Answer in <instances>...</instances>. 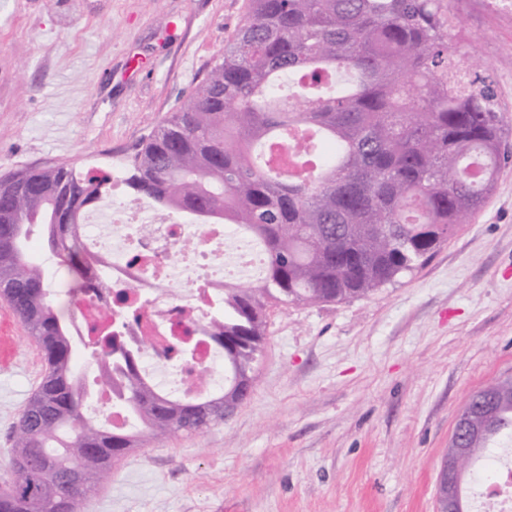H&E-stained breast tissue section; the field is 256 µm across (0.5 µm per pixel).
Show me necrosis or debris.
<instances>
[{
    "label": "necrosis or debris",
    "mask_w": 512,
    "mask_h": 512,
    "mask_svg": "<svg viewBox=\"0 0 512 512\" xmlns=\"http://www.w3.org/2000/svg\"><path fill=\"white\" fill-rule=\"evenodd\" d=\"M105 219L88 218L81 236L95 263V279L107 274L101 290L79 288L69 296V324L79 339L97 340L117 330L125 344L144 345L138 370L164 394L195 397L204 392L203 378L222 380L224 351L209 339L206 321L228 279L252 281L261 266L259 249L246 237L225 249V227L192 224L160 214L146 202L126 196L113 180ZM197 243L201 266L187 263L181 246ZM101 371L92 368L91 407L107 416L113 427H128L132 416L117 403L111 387L100 385ZM497 479L488 485L483 512H512V451L496 458Z\"/></svg>",
    "instance_id": "1"
}]
</instances>
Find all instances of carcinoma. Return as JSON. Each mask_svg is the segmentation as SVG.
I'll return each mask as SVG.
<instances>
[{
  "label": "carcinoma",
  "mask_w": 512,
  "mask_h": 512,
  "mask_svg": "<svg viewBox=\"0 0 512 512\" xmlns=\"http://www.w3.org/2000/svg\"><path fill=\"white\" fill-rule=\"evenodd\" d=\"M453 28L447 0H248L214 67L131 157L125 185L156 208L222 220L264 251L257 285L224 286V308L209 324L224 345V387L208 398L146 385L131 350L110 336L78 342L68 303L30 256L39 224L70 287L82 285L80 224L112 173L63 162L0 179V298L43 359L15 424L0 512H80L112 460L218 423L224 407L246 399L269 308L366 296L423 266L482 208L512 156L494 80L455 57ZM277 141L301 176L267 169ZM80 356L112 361L102 383L117 385L134 428L87 414ZM505 391L511 377L479 400L489 405ZM475 422L495 434L470 440L478 460L512 436V397Z\"/></svg>",
  "instance_id": "carcinoma-1"
}]
</instances>
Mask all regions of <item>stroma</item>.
<instances>
[{"label": "stroma", "instance_id": "obj_1", "mask_svg": "<svg viewBox=\"0 0 512 512\" xmlns=\"http://www.w3.org/2000/svg\"><path fill=\"white\" fill-rule=\"evenodd\" d=\"M247 0H0V178L124 166L213 66ZM459 51L495 80L512 147V19L452 0ZM0 484L42 373L9 318ZM512 376V165L422 267L351 301L270 308L248 399L137 448L80 512H436L470 396Z\"/></svg>", "mask_w": 512, "mask_h": 512}]
</instances>
